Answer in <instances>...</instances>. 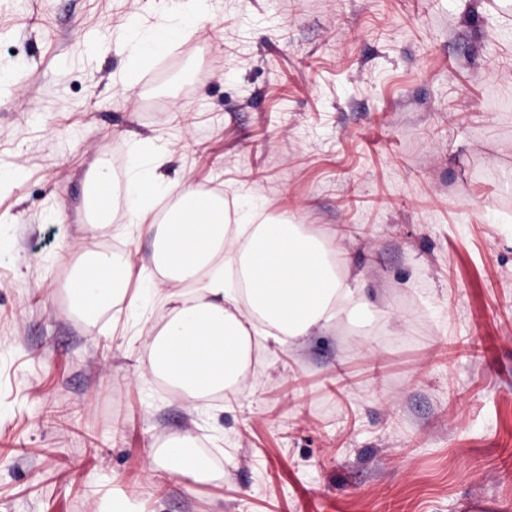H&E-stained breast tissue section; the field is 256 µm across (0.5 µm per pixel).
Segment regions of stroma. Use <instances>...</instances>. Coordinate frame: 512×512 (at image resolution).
Instances as JSON below:
<instances>
[{
	"label": "stroma",
	"mask_w": 512,
	"mask_h": 512,
	"mask_svg": "<svg viewBox=\"0 0 512 512\" xmlns=\"http://www.w3.org/2000/svg\"><path fill=\"white\" fill-rule=\"evenodd\" d=\"M0 0V512H512V0ZM325 236L357 315L191 403L148 372L153 240L87 173ZM133 276L92 319L78 258ZM188 438L219 477L162 470Z\"/></svg>",
	"instance_id": "1"
}]
</instances>
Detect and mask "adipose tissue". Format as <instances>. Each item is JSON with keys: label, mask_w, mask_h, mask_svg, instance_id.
<instances>
[{"label": "adipose tissue", "mask_w": 512, "mask_h": 512, "mask_svg": "<svg viewBox=\"0 0 512 512\" xmlns=\"http://www.w3.org/2000/svg\"><path fill=\"white\" fill-rule=\"evenodd\" d=\"M132 221L154 235V264L168 310L149 345V370L173 390L199 400L243 381L252 338L279 344L329 324L342 308L357 311L354 292L336 273L324 241L298 224H230L223 198L181 185L164 220L153 213L156 186L137 176L126 186ZM128 262L87 255L70 284L76 312L96 316L129 276ZM194 295L182 286L199 275ZM185 439L158 452L163 466L197 482L214 480Z\"/></svg>", "instance_id": "obj_1"}]
</instances>
